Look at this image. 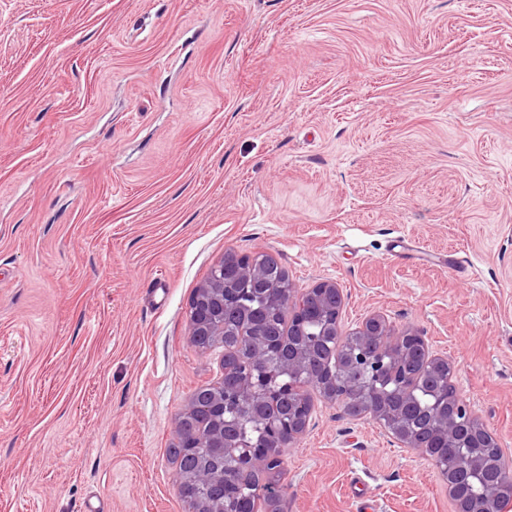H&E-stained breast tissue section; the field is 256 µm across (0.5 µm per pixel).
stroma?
<instances>
[{"mask_svg":"<svg viewBox=\"0 0 512 512\" xmlns=\"http://www.w3.org/2000/svg\"><path fill=\"white\" fill-rule=\"evenodd\" d=\"M229 251L421 330L512 471V0H0V512H187ZM283 468L279 512H455L322 400Z\"/></svg>","mask_w":512,"mask_h":512,"instance_id":"35a3bbf8","label":"stroma"}]
</instances>
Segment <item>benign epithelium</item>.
Segmentation results:
<instances>
[{"label": "benign epithelium", "instance_id": "obj_1", "mask_svg": "<svg viewBox=\"0 0 512 512\" xmlns=\"http://www.w3.org/2000/svg\"><path fill=\"white\" fill-rule=\"evenodd\" d=\"M237 275L263 283V287L252 295V313H262V323L252 319L248 333L246 355L241 366L240 379L230 388L224 387V379L215 386L220 388L218 396L202 402L192 398L186 412L176 423L178 446L185 448L188 456L199 461L212 455L224 457V466L213 469L200 464L192 470L181 471L176 480L177 489L191 493L200 503L196 512H224V501L216 499L215 492L232 490L239 494L247 478L266 469L280 458L287 440L302 435L310 422L313 411V393L324 400L354 405L353 418H368L382 427H402L405 414L386 404L378 405L373 399L384 396L380 373L390 367H402L412 357L418 356L426 365H442L453 372L448 359L435 353L425 336L415 329L395 332L381 314H374L352 330L357 344L348 351V370L364 369L368 378L361 386L363 398H358L355 388L336 379L321 381L316 375V351L297 354L285 350L280 333L274 326L271 307L288 308V319L304 324L310 316L321 322L322 340H341V312L344 295L334 281L324 280L295 295L291 283L285 282L273 288L263 276L252 257L237 259ZM221 275L205 280L196 289L190 304L192 317L191 336L199 342L210 336L221 335L214 329L215 318H224V311L237 307V303L225 298L224 263L216 265ZM294 398L299 403V415L288 416V420L277 422L268 417L267 407L272 398ZM217 413L221 423L209 433L200 434L196 429L198 413ZM261 425L263 439L258 442L245 440L242 425L245 422ZM437 431L455 449L460 475L474 478L480 475L478 462L471 456L475 447L474 436L482 437L487 446L498 454L503 450L493 434L465 400L457 398L449 416L437 420ZM457 512H503L500 492L486 491L472 504L456 503Z\"/></svg>", "mask_w": 512, "mask_h": 512}]
</instances>
